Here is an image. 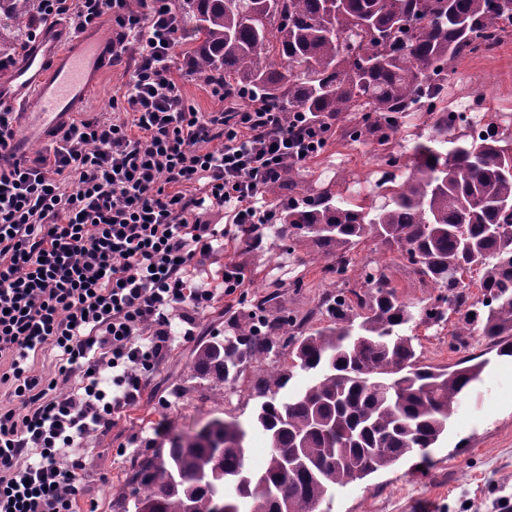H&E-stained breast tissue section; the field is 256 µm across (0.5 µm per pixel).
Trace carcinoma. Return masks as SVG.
<instances>
[{
    "mask_svg": "<svg viewBox=\"0 0 512 512\" xmlns=\"http://www.w3.org/2000/svg\"><path fill=\"white\" fill-rule=\"evenodd\" d=\"M175 9L192 34L191 68L233 98L244 93L330 126L358 112L343 138L381 146L408 113H427L430 134L406 156L386 202L330 189L279 199L277 235L286 252L311 244L330 280H342L368 237L400 260L410 256L405 267L440 291L420 322L452 316L459 346L482 336L512 357V133L489 121L488 134L448 137L449 64L501 41L512 0H176ZM38 17L39 0H0V57L21 47ZM473 271L476 299L462 280ZM361 276L365 289L326 297L323 327L307 331L306 319L267 311L269 294L253 304L257 324L231 317L233 335L197 349L193 378L214 387L240 384L281 349L289 362L251 383L250 426L213 418L137 459L127 481L134 512H213L218 494L227 512H275L274 497L288 512H314L336 488L439 441L483 362L424 363L418 337L404 333L416 315L392 280L380 269ZM298 371L311 379L290 394ZM251 432L269 444L254 472ZM292 451L301 463L290 468Z\"/></svg>",
    "mask_w": 512,
    "mask_h": 512,
    "instance_id": "1",
    "label": "carcinoma"
}]
</instances>
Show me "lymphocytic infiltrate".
Wrapping results in <instances>:
<instances>
[{
    "label": "lymphocytic infiltrate",
    "mask_w": 512,
    "mask_h": 512,
    "mask_svg": "<svg viewBox=\"0 0 512 512\" xmlns=\"http://www.w3.org/2000/svg\"><path fill=\"white\" fill-rule=\"evenodd\" d=\"M73 31L104 16L112 58L131 60L120 121L70 124L43 152L0 163V512H74L79 446L134 401L138 368L166 351L214 291L189 270L233 236L275 221L259 205L285 170L323 152L330 127L252 100L188 105L172 64L181 32L168 0H40ZM57 372H31L45 348ZM79 378L80 395L64 393Z\"/></svg>",
    "instance_id": "f902f5d3"
}]
</instances>
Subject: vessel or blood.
Segmentation results:
<instances>
[{
	"label": "vessel or blood",
	"instance_id": "b4317fda",
	"mask_svg": "<svg viewBox=\"0 0 512 512\" xmlns=\"http://www.w3.org/2000/svg\"><path fill=\"white\" fill-rule=\"evenodd\" d=\"M111 58L112 40L96 28H45L23 63L0 78V110L17 112L22 132L10 153L23 158L30 139L64 127L71 113L86 106Z\"/></svg>",
	"mask_w": 512,
	"mask_h": 512
}]
</instances>
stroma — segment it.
<instances>
[{
	"label": "stroma",
	"instance_id": "stroma-1",
	"mask_svg": "<svg viewBox=\"0 0 512 512\" xmlns=\"http://www.w3.org/2000/svg\"><path fill=\"white\" fill-rule=\"evenodd\" d=\"M173 72L197 111L218 108L210 83L192 74L183 57H175ZM129 78L126 61L108 64L75 120L107 111L113 97L124 94ZM448 85L455 98L469 104L471 115L493 112L500 126L512 127V27L495 52L481 50L460 57L452 66ZM426 120L424 113L412 114L386 149L334 135L320 156L296 166L299 185L294 196L313 195L327 187L346 196L357 179L374 187L395 173L385 163L386 151L407 152L424 141ZM258 234L260 242L250 251H242L240 240L228 237L222 251L205 258L204 268L217 290L211 305L197 314L194 336H182V322L173 321L165 355L141 374L138 398L83 439L78 512H113V496L124 488L134 460L153 452L167 425L192 432L215 417L249 422L255 401L247 386L213 389L199 384L190 372L201 342L228 335V317L248 321L254 300L276 291L279 305L289 315L310 317L314 329L327 325L322 302L335 287L324 278L315 250L302 244L294 252H283L268 224ZM352 258L354 268L346 274L348 287L364 286L357 268L383 265L403 301L419 308L437 294L405 271L396 254L377 240L364 239ZM228 265L236 266L243 276L242 285L229 295L219 288ZM453 330L450 323L439 331L422 325L411 329L422 342L424 362L448 365L470 354L487 362L479 381L455 406L447 434L427 452H413L389 469L336 489L332 499L322 503V512H512V358L498 356L491 343L479 336L471 338L470 348L452 349Z\"/></svg>",
	"mask_w": 512,
	"mask_h": 512
}]
</instances>
